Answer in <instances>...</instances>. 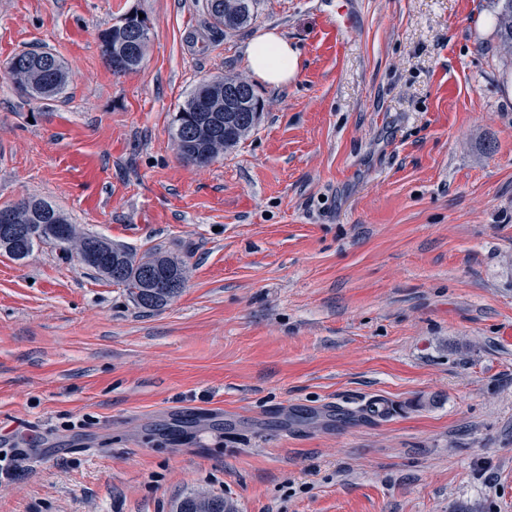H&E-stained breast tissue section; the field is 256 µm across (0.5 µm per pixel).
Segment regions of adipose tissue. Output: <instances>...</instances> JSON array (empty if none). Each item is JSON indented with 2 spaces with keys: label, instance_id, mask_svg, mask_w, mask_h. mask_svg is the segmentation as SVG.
Wrapping results in <instances>:
<instances>
[{
  "label": "adipose tissue",
  "instance_id": "1",
  "mask_svg": "<svg viewBox=\"0 0 512 512\" xmlns=\"http://www.w3.org/2000/svg\"><path fill=\"white\" fill-rule=\"evenodd\" d=\"M247 67L262 83L281 87L293 79L298 69V52L279 34L268 31L255 37L246 53Z\"/></svg>",
  "mask_w": 512,
  "mask_h": 512
}]
</instances>
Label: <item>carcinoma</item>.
I'll list each match as a JSON object with an SVG mask.
<instances>
[{
    "instance_id": "cac0c4a2",
    "label": "carcinoma",
    "mask_w": 512,
    "mask_h": 512,
    "mask_svg": "<svg viewBox=\"0 0 512 512\" xmlns=\"http://www.w3.org/2000/svg\"><path fill=\"white\" fill-rule=\"evenodd\" d=\"M495 29L501 53L512 58V0H494ZM257 0H237L224 12V28H245L257 18ZM139 30L149 35L146 19L129 15L119 25L106 30L101 36L103 54L115 75L135 71L141 65L147 42H142L137 53H132L126 43V34ZM14 58L27 63L25 70L10 72L8 78L16 90L25 98L51 100L59 95L67 83V72L63 62L51 52L22 51ZM241 80L239 76L214 78L200 83L190 94L183 107L175 115L171 130L177 142L180 159L197 167L211 163L206 158L210 152L205 141L189 143L185 133L199 117H209L224 130V150L234 148L255 127L262 103L255 91L242 92L241 111L236 113L234 123L224 122V113L206 112L211 89L216 83L232 86ZM18 210L19 223L33 227V234L20 242H13L9 254L21 260L26 258L40 243L58 245L63 237L67 244L61 246L66 253L81 256V247L86 242L94 244L95 259L88 267L102 276L112 278V269L122 271L116 284L128 288L136 303L145 309H158L176 297L186 281L183 262L160 252H148L137 256L129 248L113 244L102 235L80 231L69 222L67 216L52 203L43 199L25 198L11 205ZM176 512H237L236 504L220 495L189 493L176 504Z\"/></svg>"
}]
</instances>
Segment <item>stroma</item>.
<instances>
[{
	"instance_id": "obj_1",
	"label": "stroma",
	"mask_w": 512,
	"mask_h": 512,
	"mask_svg": "<svg viewBox=\"0 0 512 512\" xmlns=\"http://www.w3.org/2000/svg\"><path fill=\"white\" fill-rule=\"evenodd\" d=\"M341 49L317 40L335 27ZM241 30L203 0H0V206L186 265L140 307L76 256L0 251V512H512V61L492 0H260ZM141 67L100 41L130 14ZM299 51L255 83L251 133L210 165L171 122L248 45ZM67 66L20 98L12 56ZM386 406L371 414L373 403ZM132 30H139L145 35V41L142 42L137 54L132 53L126 43V34ZM148 39L147 21L144 18H139L137 14L127 16L121 24L106 30L101 36L102 50L113 74L124 75L137 70L143 61ZM118 58H122L123 64L120 68L115 65ZM247 68L260 82L276 87L287 86L298 69V51L275 31L255 37L246 53ZM26 62L21 72L11 71L8 78L16 90L25 98L52 100L59 95L67 83V72L63 62L51 52L22 51L11 59ZM50 59L52 64L44 67L43 60ZM9 61V62H10ZM176 512H237L236 504L220 495L189 493L176 504Z\"/></svg>"
}]
</instances>
